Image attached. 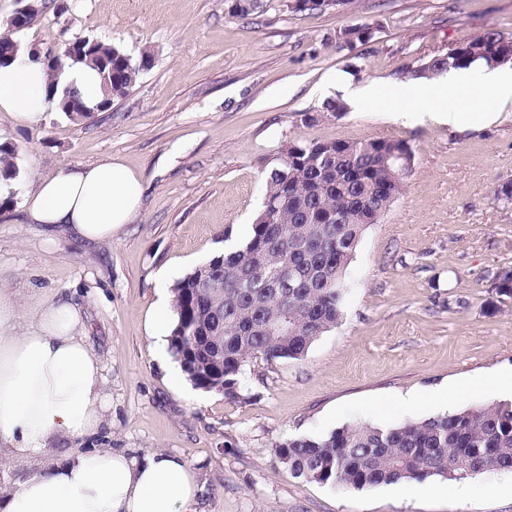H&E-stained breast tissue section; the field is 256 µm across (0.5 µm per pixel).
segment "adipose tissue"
Here are the masks:
<instances>
[{
  "mask_svg": "<svg viewBox=\"0 0 512 512\" xmlns=\"http://www.w3.org/2000/svg\"><path fill=\"white\" fill-rule=\"evenodd\" d=\"M47 85L42 62L25 56L0 66V112L20 123L40 120L50 107ZM346 94L395 115L425 94L437 118L474 128L490 119L487 98L512 99V70L488 68L478 78L452 70L428 91L367 84ZM143 192L141 176L109 158L36 180L26 194L27 220L100 242L132 220ZM110 407L102 360L82 331L78 307L57 302L24 317L15 295L0 288V462L33 466L16 491L0 496V512H199L200 487L182 457L67 450V443L96 436Z\"/></svg>",
  "mask_w": 512,
  "mask_h": 512,
  "instance_id": "obj_1",
  "label": "adipose tissue"
}]
</instances>
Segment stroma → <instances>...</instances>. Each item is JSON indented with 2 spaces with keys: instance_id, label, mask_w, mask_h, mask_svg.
<instances>
[{
  "instance_id": "obj_1",
  "label": "stroma",
  "mask_w": 512,
  "mask_h": 512,
  "mask_svg": "<svg viewBox=\"0 0 512 512\" xmlns=\"http://www.w3.org/2000/svg\"><path fill=\"white\" fill-rule=\"evenodd\" d=\"M247 20L230 0H67L24 31V43L63 55L78 37L155 61L109 110L74 121L59 109L20 124L0 112V142L18 152L21 179L0 210V287L22 315L75 302L103 359L111 410L77 450L182 456L202 488L203 512H512V472L364 489L296 476L277 445L363 422L389 426L444 410L512 399L488 386L443 405L434 393L512 370V297H493L512 268V205L492 191L512 179V103L488 100L492 119L458 131L422 112L389 118L373 104L320 114L347 86L404 81V65L445 55L492 27L512 39V0H355L310 15L293 0H263ZM370 27L365 41L341 30ZM315 123H305L308 114ZM302 137L407 141L414 166L401 196L363 234L339 324L305 357L257 360L239 399L177 387L179 364L157 351L148 315L217 252L243 245L263 200L261 162ZM143 177L142 205L105 242L54 236L28 223L32 182L106 158Z\"/></svg>"
}]
</instances>
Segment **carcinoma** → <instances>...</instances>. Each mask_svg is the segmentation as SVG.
Here are the masks:
<instances>
[{"mask_svg": "<svg viewBox=\"0 0 512 512\" xmlns=\"http://www.w3.org/2000/svg\"><path fill=\"white\" fill-rule=\"evenodd\" d=\"M17 34L0 35V62L20 54ZM512 52L494 29L470 36L444 56L426 61L412 79H432L445 69L490 66V57ZM112 60V69L104 60ZM96 67L121 98L151 69L154 54L136 57L96 41L71 59ZM50 71L48 99L82 100L71 86L59 87ZM414 154L399 139L361 142L292 140L262 161L264 200L250 239L203 263L207 287L192 269L173 286L176 315L170 335L173 355L196 385L240 397L238 377L253 359L299 360L336 327L352 285L345 272L365 230L390 210L402 192L395 176L409 174ZM13 145L0 143V178L17 181ZM288 319V329L277 326ZM282 463L299 477L322 485L356 489L430 477L463 480L487 472L512 471V402L499 401L437 413L387 427L346 424L328 433L290 438L277 445Z\"/></svg>", "mask_w": 512, "mask_h": 512, "instance_id": "obj_1", "label": "carcinoma"}]
</instances>
